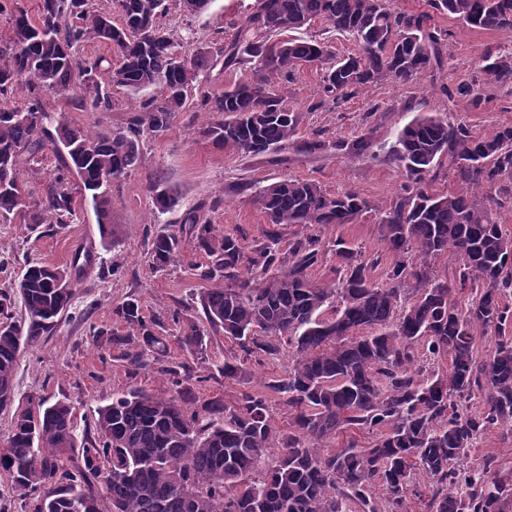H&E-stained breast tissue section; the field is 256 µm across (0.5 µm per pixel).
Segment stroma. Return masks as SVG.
Wrapping results in <instances>:
<instances>
[{"label": "stroma", "instance_id": "35a3bbf8", "mask_svg": "<svg viewBox=\"0 0 512 512\" xmlns=\"http://www.w3.org/2000/svg\"><path fill=\"white\" fill-rule=\"evenodd\" d=\"M253 2L212 0L207 11L194 16L183 15L173 6L161 22L189 51H210L217 36L232 38ZM434 21L449 33L443 47L445 66L436 79L422 77L407 84L385 80L337 106L326 100L319 70L306 68L289 80L288 105L302 117L299 137L321 133L328 139L350 141L363 136L371 143L367 155L306 156L289 148L277 154L244 156L200 136L209 115L192 104L166 131L145 133L138 164L112 186L111 220L118 243L103 251V264L93 265L75 284L71 306L56 330L21 354L14 377L16 407H25L34 396L69 401L81 432L86 420L98 407L111 403L113 395L134 387L166 391L167 383L155 368L129 370L117 346L107 339L93 342L88 334L89 326L95 325L123 335L112 309L131 296L141 302L145 315L161 318L163 333L171 338V359L190 363L194 372L204 371V363L179 348L178 327L170 314L178 309L200 315L199 299L209 283L199 278L197 269L205 257L187 245L174 263L160 271L148 254L152 236L179 224L185 209L197 203L219 200V207L210 214L212 224L253 247L264 243L268 228L264 213L253 201L255 187L288 178L316 182L331 194L352 189L375 209L357 223L324 233L326 257L312 268L310 277L319 283L335 280L334 243L339 238L366 256L380 254L379 209L403 194L407 182L404 167L389 156L388 149L406 124L419 116H436L484 138L512 126V83H497L482 69L484 55L512 51V31L474 30L440 14ZM473 82L480 86L479 98L455 95L456 86ZM45 103L48 112L72 125L103 131L123 128L139 107L138 98L117 87L108 112L81 110L68 93H48ZM157 178L181 194L179 208L158 218L152 213L150 192ZM74 207L76 219L50 232L31 229L20 219L0 223V290L13 289L25 258L66 267L76 250L99 246V226L90 202L78 193ZM112 265L119 267V274L109 273Z\"/></svg>", "mask_w": 512, "mask_h": 512}]
</instances>
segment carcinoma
I'll use <instances>...</instances> for the list:
<instances>
[{"mask_svg":"<svg viewBox=\"0 0 512 512\" xmlns=\"http://www.w3.org/2000/svg\"><path fill=\"white\" fill-rule=\"evenodd\" d=\"M174 2L184 14L206 11L213 0H112V14L90 0H40L36 17L0 0V20L11 28L0 41V222L20 216L27 224H68L73 191L90 195L102 246L116 243L110 214L112 183L139 160L147 131L167 130L185 109L202 71L249 68L253 79L200 92L210 120L200 135L240 154L281 152L291 142L307 155L340 151L359 156L360 137L295 140L299 113L288 108L275 84L306 67L321 70L323 92L345 101L384 80L409 83L444 67L447 31L431 25L429 12H401L388 0H255L234 38L216 55L178 50L158 23ZM438 14L481 30L512 31V0H430ZM324 21L356 42L338 56L317 39L296 32ZM100 41L112 59L79 54ZM484 70L512 83V55L487 56ZM109 82L98 80L100 73ZM82 86L81 108L112 109V88L133 94L159 90L141 103L126 127L93 132L63 117L47 127L44 95ZM22 109L8 107L15 94ZM50 151L56 165L46 194L27 200L17 166ZM408 177L406 194L384 211L380 240L389 264L384 279L372 272L382 256L364 257L336 240L338 279L317 283L310 270L324 249L320 232L352 224L374 210L355 191L332 195L313 181H281L256 197L269 224L296 225L302 235L279 249L280 233L247 248L219 233L201 202L184 213L176 232L151 240L160 270L189 243L207 257L200 277L214 286L200 297L205 323L175 310L178 344L195 356L207 349L210 331L238 348L216 370L224 381L244 383L242 362L251 356L288 357V365L263 390L242 391L233 403L198 395L212 374H192L169 359L159 318L147 317L138 299L112 313L125 334L122 360L134 371L155 365L168 392L139 388L99 407L88 433L76 442L74 407L36 397L14 414L0 473L20 493L22 512H512V480L497 476V459L470 462L476 441L496 426L512 428V236L497 224L489 199L477 194L512 176V126L477 138L461 124L419 116L389 148ZM448 158L462 182L459 191L430 189L433 167ZM154 214L175 209L181 197L162 180L151 185ZM443 254L455 260L451 276L435 274ZM68 270L26 261L17 291H0V412L14 406V373L20 354L52 332L73 296L61 286ZM20 297L24 317L11 310ZM333 307V314L325 309ZM497 336L490 354L475 349L476 329ZM288 407L287 429L272 421V402ZM479 400L480 408L470 403ZM346 430L340 448L328 443ZM424 474L426 482L416 481ZM383 490L376 496V490Z\"/></svg>","mask_w":512,"mask_h":512,"instance_id":"cac0c4a2","label":"carcinoma"}]
</instances>
